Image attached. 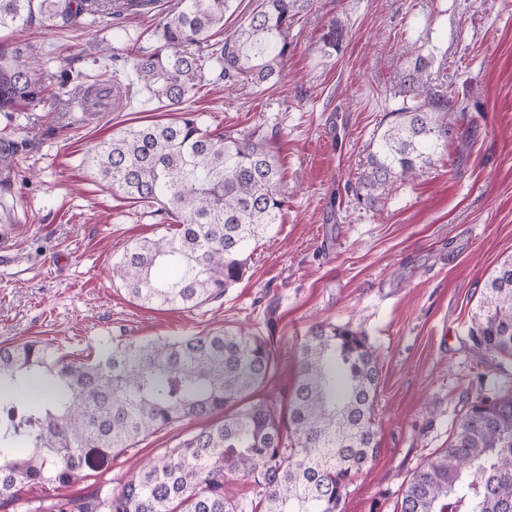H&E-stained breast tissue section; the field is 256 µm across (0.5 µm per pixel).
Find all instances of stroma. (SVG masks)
Listing matches in <instances>:
<instances>
[{
  "label": "stroma",
  "instance_id": "stroma-1",
  "mask_svg": "<svg viewBox=\"0 0 512 512\" xmlns=\"http://www.w3.org/2000/svg\"><path fill=\"white\" fill-rule=\"evenodd\" d=\"M176 0H157L111 27L0 30L42 55L47 99L12 117L25 147L10 208L11 264H0V345L39 341L95 359L98 337L156 340L244 326L264 338L277 368L260 397L285 405L300 349L321 321L365 333L380 372L375 428L380 451L349 483L343 512H399L423 461L447 447L480 384L512 379L482 364L468 330L488 278L512 257V0H293V50L275 85L200 89L190 111L215 132L280 130L277 154L287 206L255 247L247 272L221 300L193 310L143 307L112 279V266L143 237L173 233L168 216L128 202L87 166L113 129L174 113L150 101L133 75L94 118L67 103L113 56L148 48ZM433 50L431 89H454L466 142L388 195L356 198L388 112L412 62L409 44ZM68 72L71 80L55 77ZM198 422L144 438L111 466L61 490L64 499L112 491Z\"/></svg>",
  "mask_w": 512,
  "mask_h": 512
}]
</instances>
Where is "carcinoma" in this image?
<instances>
[{
    "mask_svg": "<svg viewBox=\"0 0 512 512\" xmlns=\"http://www.w3.org/2000/svg\"><path fill=\"white\" fill-rule=\"evenodd\" d=\"M155 0H0V29L112 25ZM231 0H178L150 49L125 64L165 108L168 122L129 125L88 152L107 188L160 206L173 235L132 244L113 277L134 301L195 309L243 278L252 244L279 223L285 206L273 143L277 133H215L183 106L206 79L254 90L283 77L291 49L292 0L260 3L227 37ZM401 78L408 99L388 113L359 189L374 199L431 164L440 146L465 136L455 92L424 82L421 47ZM40 60L0 45V113L44 100ZM117 72L84 91L98 111ZM22 143L0 138V201L13 192ZM468 336L480 355L512 361V258L486 284ZM260 336L226 326L205 334L105 346L78 362L48 345L0 346V507L31 484L58 489L86 479L99 457L117 456L182 421L206 425L146 462L116 492L45 499L31 512H237L224 495L229 474L253 479L262 512H341L349 481L378 454L374 401L378 364L363 332L320 322L300 353L286 408L253 394L276 368ZM400 512H512V384L478 391L448 447L414 472Z\"/></svg>",
    "mask_w": 512,
    "mask_h": 512,
    "instance_id": "obj_1",
    "label": "carcinoma"
}]
</instances>
